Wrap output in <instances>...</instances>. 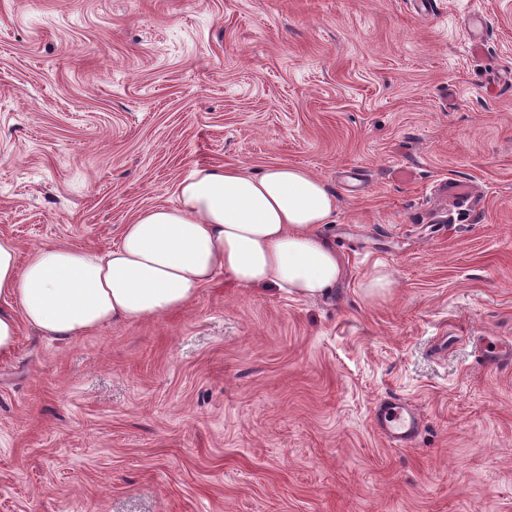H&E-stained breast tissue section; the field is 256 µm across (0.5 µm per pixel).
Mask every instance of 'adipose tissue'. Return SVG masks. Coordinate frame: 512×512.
<instances>
[{
    "instance_id": "obj_1",
    "label": "adipose tissue",
    "mask_w": 512,
    "mask_h": 512,
    "mask_svg": "<svg viewBox=\"0 0 512 512\" xmlns=\"http://www.w3.org/2000/svg\"><path fill=\"white\" fill-rule=\"evenodd\" d=\"M175 195L174 205L138 212L102 253L45 245L22 262L15 241L0 235V300L13 304L0 309V358L14 352L24 325L70 339L185 310L219 272L309 299L342 273L321 236L336 198L304 168L200 169Z\"/></svg>"
}]
</instances>
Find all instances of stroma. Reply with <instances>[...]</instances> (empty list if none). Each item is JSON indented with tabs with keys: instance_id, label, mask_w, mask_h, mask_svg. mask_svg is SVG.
<instances>
[{
	"instance_id": "obj_1",
	"label": "stroma",
	"mask_w": 512,
	"mask_h": 512,
	"mask_svg": "<svg viewBox=\"0 0 512 512\" xmlns=\"http://www.w3.org/2000/svg\"><path fill=\"white\" fill-rule=\"evenodd\" d=\"M288 163L337 210L318 299L0 359V512H512V0H0V234L106 251L191 172ZM456 178L477 208L439 206ZM386 297L359 285L376 269ZM395 396L418 435L373 422ZM395 285L396 282L389 273L377 270L360 285V288L365 297L379 298L386 296ZM376 425L386 440L397 447L408 446L419 431V416L397 397H387L376 416Z\"/></svg>"
}]
</instances>
